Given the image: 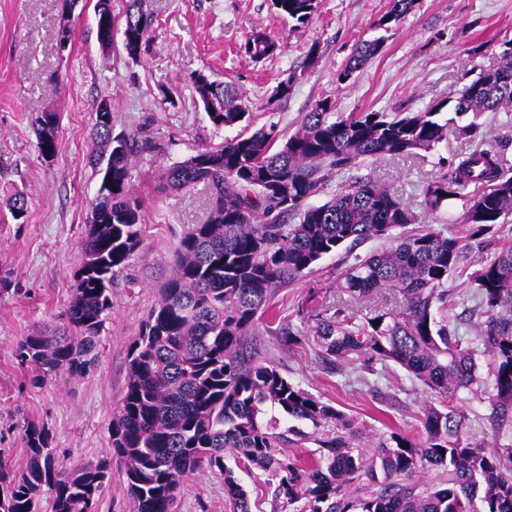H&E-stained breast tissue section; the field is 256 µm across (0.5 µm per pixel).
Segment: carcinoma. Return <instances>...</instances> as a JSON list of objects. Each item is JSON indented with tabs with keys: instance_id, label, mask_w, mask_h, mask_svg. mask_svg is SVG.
Instances as JSON below:
<instances>
[{
	"instance_id": "carcinoma-1",
	"label": "carcinoma",
	"mask_w": 512,
	"mask_h": 512,
	"mask_svg": "<svg viewBox=\"0 0 512 512\" xmlns=\"http://www.w3.org/2000/svg\"><path fill=\"white\" fill-rule=\"evenodd\" d=\"M416 0H392L377 28L389 31ZM123 35L135 41L138 59L154 16L144 0H127ZM275 12L304 27L319 0H272ZM98 41H112V0H97ZM385 37L360 41L336 73L351 80L384 48ZM278 43L257 30L244 44L254 60L272 56ZM195 93L210 122L233 126L246 117L229 86L199 75ZM469 122L462 133L475 144L447 160L449 171L427 185L431 212L452 199L466 202L465 234L447 236L418 223L408 205L370 178H350L320 205L309 200L335 176L367 157L396 158L431 152L443 140L445 106ZM512 108V40L503 43L500 66L423 112H353L341 116L322 99L294 133L262 126L205 146L162 175L163 189H209L207 218L190 224L172 254L173 271L159 288L128 352L125 394L112 417V448L95 463L69 468L49 448V434L26 425V463L0 465V512H37L43 489L53 492V512H96L105 482L117 466L133 512H175L182 482L207 466L224 476L230 512H253L249 491L235 470L258 469L272 477L273 512H512V448L495 451L464 439L467 418L453 398L487 385L483 398L495 436L512 432V243L466 273L469 240L489 234L512 213V167L485 147L478 119ZM58 113L35 118L38 149L58 151ZM91 162L100 176L62 323H45L19 342L16 358L33 381L83 376L96 360L103 324L112 310L117 269L141 245L142 201L134 194L132 162L150 148L138 133L112 134V122L94 113ZM14 220L25 219L27 197L8 200ZM298 216L290 224L287 218ZM369 239L389 243L354 256L337 283L346 298L332 313L315 314L319 358L353 366L357 381L378 363L393 362L412 374L440 406H428L417 439L397 430L371 448L357 443L352 424L333 405L292 383L249 341L276 291L313 272L325 256ZM467 275L474 284L465 309L475 334L462 336L456 297L448 280ZM390 291L401 306L375 305L360 315L354 302ZM486 375H481V367ZM311 424V434L281 420ZM313 439L318 448L296 454L287 447ZM233 461L230 466L227 461Z\"/></svg>"
}]
</instances>
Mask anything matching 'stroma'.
<instances>
[{
    "instance_id": "stroma-1",
    "label": "stroma",
    "mask_w": 512,
    "mask_h": 512,
    "mask_svg": "<svg viewBox=\"0 0 512 512\" xmlns=\"http://www.w3.org/2000/svg\"><path fill=\"white\" fill-rule=\"evenodd\" d=\"M96 0H0V458L10 467L25 461L24 429L45 427L50 446L69 466L106 458L112 417L126 390L127 353L138 336L160 286L171 271L174 246L187 225L205 220L207 189L160 192L159 176L201 145L235 136L214 127L197 99V75L233 84L248 112L251 129L274 124L293 132L321 98L350 112H421L447 101L455 89L495 68L503 43L512 39V0H417L388 33L376 21L391 0H321L308 26L299 28L275 14L270 0H145L155 23L139 59H130L121 33L110 49L97 40ZM69 11L73 34L59 46L56 31ZM264 29L277 40L273 56L253 61L243 45ZM385 36L382 53L352 80L336 72L362 39ZM316 56H309L310 45ZM293 78L291 94L272 95ZM112 105L113 133L137 130L156 146L141 154L132 183L142 200V243L112 278V312L106 319L97 358L84 377L31 384L19 364L18 343L37 325L67 309L81 242L99 178L89 162L90 129L100 101ZM61 115L59 148L43 158L34 120L42 109ZM449 124L435 150L408 158H368L352 173L399 194L422 222L455 234L464 210L449 201L430 213L424 188L445 172L442 160L466 150L459 121ZM29 200L25 222L13 220L6 202L14 192ZM346 269L343 253L319 262L311 274L280 289L271 305L283 324L302 330L301 344L285 346L260 320L253 336L280 373L335 406L362 434L365 444L398 430L418 437L419 418L437 398L395 365L380 367L376 389L357 382L318 358L310 321L298 311L311 294L336 302V284ZM176 512H229L224 480L201 468L187 478Z\"/></svg>"
}]
</instances>
